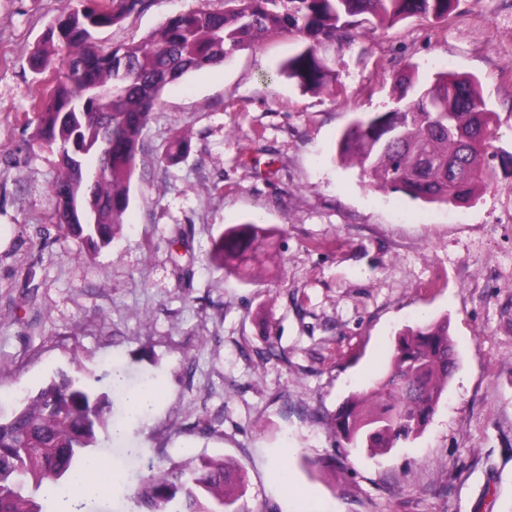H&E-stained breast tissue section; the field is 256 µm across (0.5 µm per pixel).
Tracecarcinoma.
Wrapping results in <instances>:
<instances>
[{
    "instance_id": "cac0c4a2",
    "label": "carcinoma",
    "mask_w": 512,
    "mask_h": 512,
    "mask_svg": "<svg viewBox=\"0 0 512 512\" xmlns=\"http://www.w3.org/2000/svg\"><path fill=\"white\" fill-rule=\"evenodd\" d=\"M142 2L112 0V11L100 12L93 0H80L48 27L29 59L37 73L60 61V76L32 97L34 140L58 154L54 217L87 254L122 236L143 130L164 91L185 75L223 64L258 37L288 33L309 41L286 61L288 76L322 89L336 82V60L319 55L322 44L349 45L366 23L385 30L412 17L445 19L458 0H224L222 12L177 14L140 42L97 49L95 34ZM395 82L403 105L357 118L338 141L339 156L378 189L447 205L473 199L491 178L484 159L494 113L479 82L446 72L421 81L410 65ZM268 239L254 222L236 224L212 240L208 258L247 281L248 261ZM456 367L448 323L405 329L388 372L337 407L336 437L372 454L413 440ZM120 422L107 393L63 372L17 399L11 413L0 412V512H57L97 448L98 431ZM248 489L241 464L201 456L149 467L131 499L139 512H238Z\"/></svg>"
}]
</instances>
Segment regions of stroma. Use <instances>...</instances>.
Instances as JSON below:
<instances>
[{
	"label": "stroma",
	"instance_id": "1",
	"mask_svg": "<svg viewBox=\"0 0 512 512\" xmlns=\"http://www.w3.org/2000/svg\"><path fill=\"white\" fill-rule=\"evenodd\" d=\"M67 0H0V384L37 392L83 364L119 358L155 375L149 419L123 415L106 460L242 463V512H512V0H459L446 21L409 18L340 50L336 85L281 74L302 47L272 35L164 91L140 141L129 226L93 256L51 220L56 152L28 122L54 70L29 56ZM224 0H143L101 32L140 41L177 13ZM476 77L495 133L491 182L475 200L425 203L369 187L336 155L360 113L396 106L395 75ZM185 154L164 162L170 142ZM270 228L274 258L245 284L216 269L212 237ZM447 321L459 366L425 430L372 457L340 448L331 416L380 378L402 329Z\"/></svg>",
	"mask_w": 512,
	"mask_h": 512
}]
</instances>
